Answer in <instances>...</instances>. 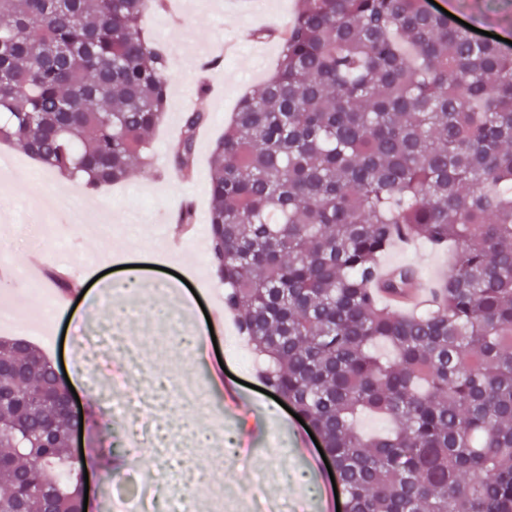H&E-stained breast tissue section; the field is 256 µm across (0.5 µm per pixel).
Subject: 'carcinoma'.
<instances>
[{
	"label": "carcinoma",
	"mask_w": 512,
	"mask_h": 512,
	"mask_svg": "<svg viewBox=\"0 0 512 512\" xmlns=\"http://www.w3.org/2000/svg\"><path fill=\"white\" fill-rule=\"evenodd\" d=\"M278 63L211 153L209 243L263 384L334 458L345 512H512V53L427 0H298ZM164 0H0V142L86 189L152 166L172 63L141 25ZM208 116L183 114L174 173ZM448 248L377 281L397 241ZM387 344L382 358L375 344ZM0 512H81L66 385L0 338ZM363 413L392 422L366 436ZM381 267H414L419 278L429 287L440 280L448 269V253L431 248L425 242H397L381 257ZM417 282L416 288L409 291L410 297L405 303L419 304L424 299L423 283Z\"/></svg>",
	"instance_id": "obj_1"
}]
</instances>
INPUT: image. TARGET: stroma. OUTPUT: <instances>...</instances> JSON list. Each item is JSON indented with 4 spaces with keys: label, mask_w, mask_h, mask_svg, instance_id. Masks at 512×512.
<instances>
[{
    "label": "stroma",
    "mask_w": 512,
    "mask_h": 512,
    "mask_svg": "<svg viewBox=\"0 0 512 512\" xmlns=\"http://www.w3.org/2000/svg\"><path fill=\"white\" fill-rule=\"evenodd\" d=\"M435 5L452 7L464 22L512 41V4L506 0L494 11L487 9L485 0H435ZM295 10L296 0H208L202 8L196 7L194 0H166L164 12L147 14L146 28L167 47L172 59L168 114L152 138L156 176L136 171L121 185L88 194L48 173L41 181H32V160L14 147L0 145V154L18 163L16 169L0 175V253L9 255L16 271L11 278H0V306L13 313L12 333L26 330L44 304V293L29 290L25 283L29 258H51L55 267L69 273L75 292L71 307L53 312L48 331L33 342L59 362L81 405H88L92 396L86 384V366L73 346L105 320V310L98 302L107 279L103 256L111 254L116 267L142 266L143 276L155 287L150 295L132 302L135 316L124 334L152 374L129 376L124 389L142 395L154 390L157 378L167 376L180 386L200 391L203 403L187 404L176 412L163 411L159 418L161 426L186 435L209 415L222 417L225 432L235 437L231 457H222L217 445H189L181 453L191 466L212 465L209 484L198 487L196 496L223 499L224 512H257L258 502L264 500L281 503L284 512H336L329 472L307 430L286 409L267 413L271 398L256 389L254 356L238 335L233 318L225 317L222 324L214 326L217 347L207 350L202 362L165 336L170 329L185 331L191 323L206 324L207 314L224 306L223 294L214 290L216 278L208 243L197 237L178 241L173 232L175 218L189 201L198 224H206L205 186L212 147L223 134L239 97L254 89L276 65L277 43H252L244 39V32L254 26L284 28ZM228 41L238 47V56L231 63L220 59ZM207 59L216 60V67L203 69ZM202 82L208 86L203 94L198 91ZM194 98L210 120L198 139L196 176L183 180L171 169L167 144ZM54 191L68 194L77 211L111 207L112 221L120 225V232L104 244L86 234L76 235L67 252L54 254V239L44 226L61 227L70 220L65 213L44 214ZM380 264L414 267L421 280L431 285L444 276L448 254L423 242H398L382 255ZM175 273L188 281V288L180 292L170 288ZM195 286L201 289L202 305L189 315L176 307L175 300L180 295L191 297ZM222 367L227 378L221 385L211 384V371ZM88 473L89 512H106L114 492L136 494L132 465H124L120 476L112 479L93 464Z\"/></svg>",
    "instance_id": "1"
}]
</instances>
